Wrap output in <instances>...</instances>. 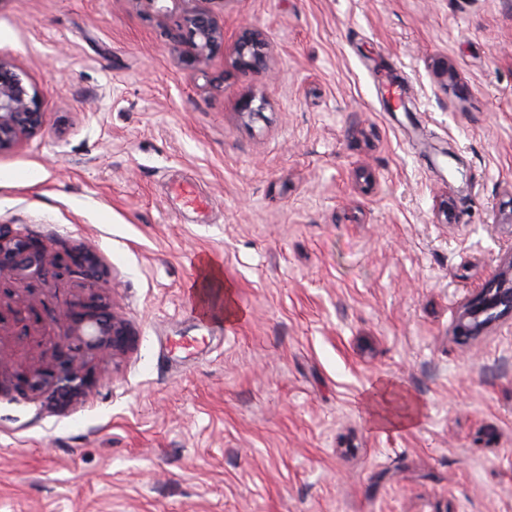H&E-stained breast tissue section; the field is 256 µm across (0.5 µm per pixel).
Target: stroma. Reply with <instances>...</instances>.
<instances>
[{"mask_svg":"<svg viewBox=\"0 0 512 512\" xmlns=\"http://www.w3.org/2000/svg\"><path fill=\"white\" fill-rule=\"evenodd\" d=\"M195 7L224 46L192 71ZM0 57L45 114L0 225L99 264L0 279V512H512V313L453 332L512 259V0H0ZM205 257L237 319L194 295ZM90 301L133 343L74 351L66 407L18 395ZM384 379L411 426L366 408ZM264 34L258 30L244 32L234 48V64L244 73L253 72L264 64L267 50ZM397 392V390L389 384H382L378 387V389L373 393V395L369 398V404L371 407L372 414L376 419L377 423L384 427H399L410 424L417 415V409L414 406H410L407 410V413L399 418H393L387 415H383L378 410V401L381 402L388 395Z\"/></svg>","mask_w":512,"mask_h":512,"instance_id":"obj_1","label":"stroma"}]
</instances>
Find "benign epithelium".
<instances>
[{"mask_svg":"<svg viewBox=\"0 0 512 512\" xmlns=\"http://www.w3.org/2000/svg\"><path fill=\"white\" fill-rule=\"evenodd\" d=\"M183 33L177 40L187 45L183 63L190 69L206 63L214 51L224 44V27L203 8H195L183 18ZM267 41L258 30L244 32L234 48V64L244 73L264 64ZM44 124L36 93L29 91L13 65L0 58V153L14 148L24 139L37 135ZM80 273L92 282L98 276V264L89 253L71 251L67 259L48 254L44 243L34 237L19 236L0 225V275L23 280L31 273L44 277H60ZM493 302L505 304L504 312H512V261L501 269L470 302L464 304L457 318V330L465 337L484 334L494 321H480L479 309L488 292ZM62 336L59 337L57 368L59 374L46 378L41 372L18 382L15 390L23 395L51 390L56 401L69 400L89 386L87 378L74 370L69 352L80 347L121 351L131 341L126 323L112 310V304L87 306L65 304L55 316Z\"/></svg>","mask_w":512,"mask_h":512,"instance_id":"1","label":"benign epithelium"}]
</instances>
